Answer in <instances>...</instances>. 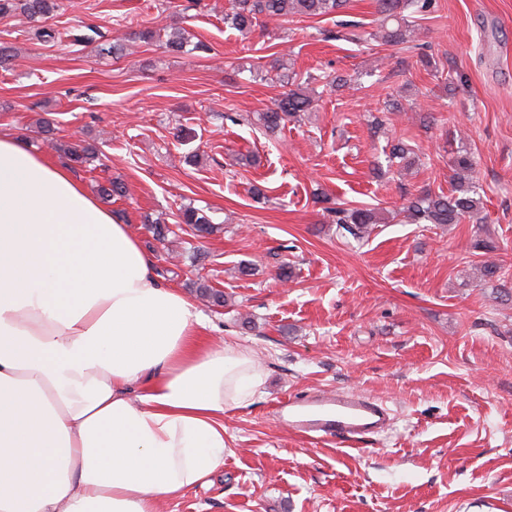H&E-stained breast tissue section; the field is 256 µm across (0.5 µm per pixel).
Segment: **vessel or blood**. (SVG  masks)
I'll return each instance as SVG.
<instances>
[{
	"mask_svg": "<svg viewBox=\"0 0 512 512\" xmlns=\"http://www.w3.org/2000/svg\"><path fill=\"white\" fill-rule=\"evenodd\" d=\"M281 413L289 428L311 440L338 438L356 445L385 432L389 410L379 399L357 392L298 394L284 400Z\"/></svg>",
	"mask_w": 512,
	"mask_h": 512,
	"instance_id": "1",
	"label": "vessel or blood"
}]
</instances>
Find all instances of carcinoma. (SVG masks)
<instances>
[{
    "label": "carcinoma",
    "mask_w": 512,
    "mask_h": 512,
    "mask_svg": "<svg viewBox=\"0 0 512 512\" xmlns=\"http://www.w3.org/2000/svg\"><path fill=\"white\" fill-rule=\"evenodd\" d=\"M345 0H233L230 11L224 15V24L242 35H248L267 20L286 21L290 17H317L336 14ZM380 18V38L391 46L411 41L414 30L408 14H423L430 11L433 0H377ZM59 9L58 0H0V19L22 16L33 27L35 35L44 42L56 38V30L45 25V21ZM194 51H207L209 46L202 41L189 44L185 29L164 28L162 46L171 53H184L187 46ZM288 90L275 100L274 107L254 116L256 124L268 131H275L289 119H298L310 111L314 98L305 87L294 81H286ZM51 146L64 153L76 165H85L98 159L96 147L80 140L62 144L50 139ZM417 155L401 138L390 145L389 161L399 170L410 169ZM451 190L448 194L422 190L407 200L403 207L406 218L413 224H459L464 220L481 223L482 201L476 186V170L473 156L461 149L451 159ZM333 222L338 233H347L360 239L370 234L375 225L385 223L384 214L374 208H331ZM179 223L194 228L197 235H211L218 230L202 211L187 207L179 214ZM481 279L492 284L494 299L512 298V270L505 264L487 258L481 262ZM196 292L217 307L224 306V294L205 284L198 283Z\"/></svg>",
    "instance_id": "carcinoma-1"
}]
</instances>
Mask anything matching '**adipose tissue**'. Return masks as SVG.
I'll return each mask as SVG.
<instances>
[{"label":"adipose tissue","mask_w":512,"mask_h":512,"mask_svg":"<svg viewBox=\"0 0 512 512\" xmlns=\"http://www.w3.org/2000/svg\"><path fill=\"white\" fill-rule=\"evenodd\" d=\"M70 167L0 132V512H159L260 393Z\"/></svg>","instance_id":"ef3b65f1"}]
</instances>
